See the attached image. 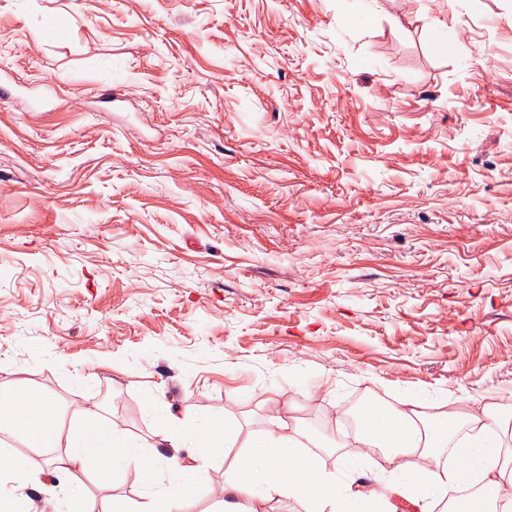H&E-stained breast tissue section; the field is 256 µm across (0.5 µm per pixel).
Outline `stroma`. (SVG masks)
I'll list each match as a JSON object with an SVG mask.
<instances>
[{
  "label": "stroma",
  "instance_id": "stroma-1",
  "mask_svg": "<svg viewBox=\"0 0 512 512\" xmlns=\"http://www.w3.org/2000/svg\"><path fill=\"white\" fill-rule=\"evenodd\" d=\"M0 0V393L144 455L278 415L374 512H415L335 406L512 407V0ZM70 27L42 35L47 16ZM455 29L453 49L435 25ZM25 456L33 512L144 503ZM79 482L77 496L55 488Z\"/></svg>",
  "mask_w": 512,
  "mask_h": 512
}]
</instances>
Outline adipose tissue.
Here are the masks:
<instances>
[{"instance_id":"obj_1","label":"adipose tissue","mask_w":512,"mask_h":512,"mask_svg":"<svg viewBox=\"0 0 512 512\" xmlns=\"http://www.w3.org/2000/svg\"><path fill=\"white\" fill-rule=\"evenodd\" d=\"M359 421V443L399 459L397 491L414 498L420 512H431V504L442 500L449 501V512H512V448L504 444L512 432V412L495 403L478 411L460 406L431 415L371 404L362 409ZM4 426L22 433L35 448L49 446L57 438L52 403L23 390L0 395V428ZM282 428L279 419L270 418L261 443L237 456L232 480L217 488L203 477L201 467L218 449L232 447L235 436L218 421L185 422L174 445L189 448L190 461L178 465L175 483L142 506L114 502L102 512H187L192 494L216 500L220 512H259L254 506L259 485L269 496L306 500L311 512H342L343 502L354 497L352 488L322 475L316 458L297 451L295 439ZM446 448L462 457L464 467L435 471L414 467V456L436 460ZM68 462L81 472L93 469L103 480L111 477L119 462L135 465L146 479L155 475L154 459L143 457L111 422L93 412L86 413L84 425L72 438Z\"/></svg>"}]
</instances>
